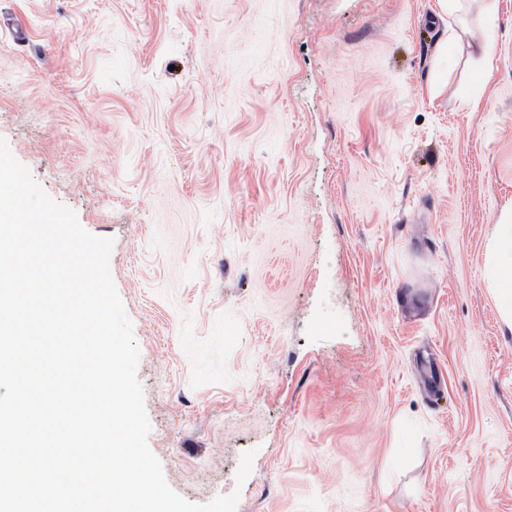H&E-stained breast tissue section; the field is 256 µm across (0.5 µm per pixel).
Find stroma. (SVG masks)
I'll use <instances>...</instances> for the list:
<instances>
[{
  "label": "stroma",
  "instance_id": "obj_1",
  "mask_svg": "<svg viewBox=\"0 0 512 512\" xmlns=\"http://www.w3.org/2000/svg\"><path fill=\"white\" fill-rule=\"evenodd\" d=\"M0 138L113 239L184 499L512 512V0H0ZM486 275L503 322L512 331V210L504 212L496 225Z\"/></svg>",
  "mask_w": 512,
  "mask_h": 512
}]
</instances>
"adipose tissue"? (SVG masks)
I'll return each instance as SVG.
<instances>
[{"label": "adipose tissue", "mask_w": 512, "mask_h": 512, "mask_svg": "<svg viewBox=\"0 0 512 512\" xmlns=\"http://www.w3.org/2000/svg\"><path fill=\"white\" fill-rule=\"evenodd\" d=\"M503 322L512 330V210L503 213L496 226L486 268Z\"/></svg>", "instance_id": "ef3b65f1"}]
</instances>
